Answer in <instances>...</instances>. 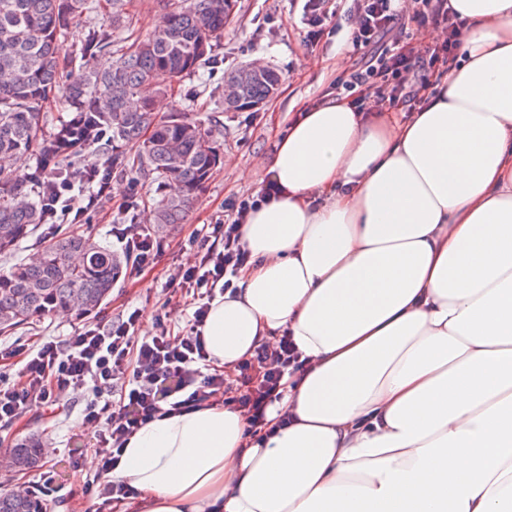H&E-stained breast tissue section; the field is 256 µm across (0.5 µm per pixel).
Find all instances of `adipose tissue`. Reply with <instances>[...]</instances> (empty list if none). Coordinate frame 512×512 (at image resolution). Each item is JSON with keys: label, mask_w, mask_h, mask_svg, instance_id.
I'll use <instances>...</instances> for the list:
<instances>
[{"label": "adipose tissue", "mask_w": 512, "mask_h": 512, "mask_svg": "<svg viewBox=\"0 0 512 512\" xmlns=\"http://www.w3.org/2000/svg\"><path fill=\"white\" fill-rule=\"evenodd\" d=\"M457 63L406 120L330 98L267 165L201 327L227 373L306 360L253 430L221 404L124 446L118 512H512V0H450Z\"/></svg>", "instance_id": "obj_1"}]
</instances>
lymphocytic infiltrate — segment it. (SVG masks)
Segmentation results:
<instances>
[{"label":"lymphocytic infiltrate","instance_id":"lymphocytic-infiltrate-1","mask_svg":"<svg viewBox=\"0 0 512 512\" xmlns=\"http://www.w3.org/2000/svg\"><path fill=\"white\" fill-rule=\"evenodd\" d=\"M344 16L351 30L353 54L365 60L362 71L338 76L337 85L356 92L359 105L374 108L415 109L427 86L432 68L449 60L459 43L457 15L448 0H352ZM442 30L441 43L419 47L414 37L428 27ZM111 162L95 167L92 176L72 180L52 173L41 179L39 201L49 213L48 228L56 229L80 218L88 208L111 197ZM275 182L241 200L231 222L206 224L184 248L193 265L173 277L171 287L187 298L189 315L182 331L171 333L166 314H157L151 332L139 333V311L110 323H88L72 335L57 336L39 347L25 344L0 353L19 358V368L0 374V423L12 424L33 409L60 401L69 389L82 388L90 400L83 411V425L93 427L101 462L98 473L84 483L86 495L97 499L96 512H111L113 501L126 499L133 490L110 480L124 443L156 417L223 401L241 409L251 425L262 424L267 407L279 399L287 370H302L292 340L281 338L261 348L239 366L236 375L243 388L234 393L222 371L211 369L199 327L209 304L224 293L247 262L238 226L253 209L275 195ZM115 236L133 256V270L154 264L162 242L137 224H119Z\"/></svg>","mask_w":512,"mask_h":512}]
</instances>
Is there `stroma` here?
<instances>
[{
  "mask_svg": "<svg viewBox=\"0 0 512 512\" xmlns=\"http://www.w3.org/2000/svg\"><path fill=\"white\" fill-rule=\"evenodd\" d=\"M305 0H238L237 16L224 29L212 55L196 73L184 78L174 96H163L166 111L181 110L213 130L219 144L220 161L206 182L183 223L162 234L165 250L157 263L139 274L122 278L113 288L109 301L90 318L51 314L34 321L26 330L0 334V347L14 342L32 346L53 336H68L84 321H110L131 309H139L142 330H150L157 313L168 312L171 327H180L182 318L177 297L167 281L185 258L181 249L189 235L206 224L228 219L231 205L257 194L271 174L266 166L280 137L299 112L329 98L343 97L337 89L340 72L352 71L356 58L346 44L349 28L332 36L311 37L303 20ZM247 62L277 68L282 76L278 95L255 109L228 111L224 108V75ZM125 174L112 175L119 194L91 209L82 225L91 228L95 238L113 252L121 246L112 233L116 224H143L151 204L160 199L164 188L141 183L138 205H127ZM86 393H71L57 405L31 412L11 428L0 430V456L9 454L22 438L38 436L48 447L59 449L56 457L44 458L42 468L54 471L60 487L48 512H91L93 502L81 488L90 472L83 448L92 444L81 428Z\"/></svg>",
  "mask_w": 512,
  "mask_h": 512,
  "instance_id": "stroma-1",
  "label": "stroma"
}]
</instances>
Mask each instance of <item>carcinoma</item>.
<instances>
[{"mask_svg":"<svg viewBox=\"0 0 512 512\" xmlns=\"http://www.w3.org/2000/svg\"><path fill=\"white\" fill-rule=\"evenodd\" d=\"M167 0L166 15L143 38L121 40L116 33L132 24L129 0H109L103 27L84 40L74 81L61 85L66 57L63 35L98 8L93 0H0V255L13 254L43 222L29 183L53 168L81 169V151L112 142V161L123 163L133 181H171L180 191L156 202L150 223L157 233L180 224L219 163L210 133L185 112L158 117L152 94L174 92L196 72L231 21L229 2ZM237 100L225 108L242 110L272 99L279 72L254 74L242 66L224 76ZM64 90L73 112L51 116L42 105ZM37 159L26 174L25 157ZM123 260L94 240L90 230L69 227L50 238L30 259L0 270V330L69 309L79 316L96 311L111 295ZM42 445L22 439L13 460L31 470ZM0 512H46L39 495L0 493Z\"/></svg>","mask_w":512,"mask_h":512,"instance_id":"obj_1","label":"carcinoma"}]
</instances>
